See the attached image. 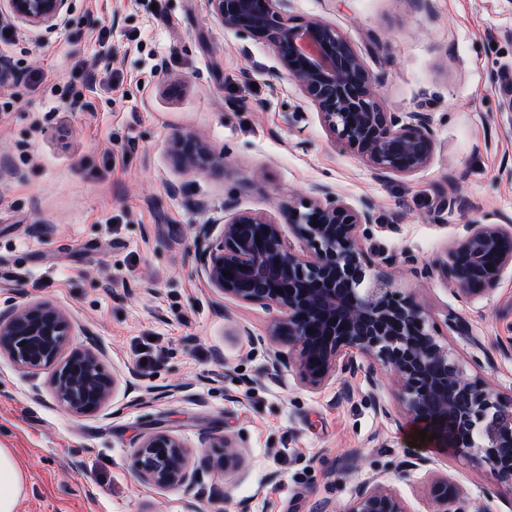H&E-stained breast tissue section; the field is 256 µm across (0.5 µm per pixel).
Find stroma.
I'll return each instance as SVG.
<instances>
[{
  "instance_id": "1",
  "label": "stroma",
  "mask_w": 512,
  "mask_h": 512,
  "mask_svg": "<svg viewBox=\"0 0 512 512\" xmlns=\"http://www.w3.org/2000/svg\"><path fill=\"white\" fill-rule=\"evenodd\" d=\"M286 12L339 29L390 110L430 103L427 167L376 178L277 73L273 48L224 28L207 0H70L65 24L0 42V305L54 303L73 320L71 348L96 343L122 380L102 413L76 417L56 406L47 372L0 357V446L27 478L18 512H346L354 487L374 476L426 512L418 479L396 470L410 438L373 403L397 404L388 372L361 357L317 390L292 368L272 373L271 356L288 349L266 339L276 310L224 297L201 277L197 230L219 236L230 201L275 216L325 186L371 204L365 247L395 258L401 288L436 321L456 311L470 335H450L449 347L512 392V356L498 345L512 324V271L471 304L419 273L446 260L466 225L512 218V9L288 0ZM179 135L216 164L177 167ZM446 197L456 204L445 210ZM408 254L416 267L403 264ZM159 430L190 447L201 484L138 479L133 450ZM217 435L242 451L233 473L215 465ZM436 467L464 488L470 512H512V490L486 496L494 479L481 466Z\"/></svg>"
}]
</instances>
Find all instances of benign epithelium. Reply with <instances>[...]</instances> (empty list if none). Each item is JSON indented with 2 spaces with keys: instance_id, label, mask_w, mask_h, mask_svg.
Masks as SVG:
<instances>
[{
  "instance_id": "7a95c632",
  "label": "benign epithelium",
  "mask_w": 512,
  "mask_h": 512,
  "mask_svg": "<svg viewBox=\"0 0 512 512\" xmlns=\"http://www.w3.org/2000/svg\"><path fill=\"white\" fill-rule=\"evenodd\" d=\"M287 0H208L227 29L261 40L276 53L280 70L317 107L335 142L358 153L379 177L410 174L431 162L436 142L428 112H391L378 99L373 81L350 41L319 18L294 20L275 7ZM68 10V0H0V17L34 27H51ZM174 157L186 171L202 172L214 154L193 138L178 136ZM305 246L299 253L285 243L281 222L257 212L238 211L224 221L221 235L210 228L197 237L202 278L220 294L246 304L276 309L270 340H286L293 356L274 355V372L292 363L299 382L319 389L339 373L355 369L356 356L368 357L393 375L398 386L397 415L380 399L386 417L415 434L421 451L399 462L404 478L421 474L428 512H468L462 488L436 472V456L474 459L495 479L486 493L512 490V396L470 376L443 341L450 332L468 335L456 312L443 323L401 288L385 254L362 247L376 218L369 206L355 208L324 187L312 197L280 207ZM492 268H487V265ZM512 269V221L468 224L466 235L441 267L458 298L471 303L494 289ZM228 270L229 279L223 275ZM283 293H277V290ZM72 323L48 301L11 303L0 309V356L26 372L50 375L58 404L74 416L105 409L119 379L108 372L98 346L68 351ZM436 435L421 441L418 431ZM224 472L240 466V449L226 438ZM188 446L165 431L144 435L133 451L137 476L158 488L199 482L189 464ZM347 512H411L393 487L372 478L358 484Z\"/></svg>"
}]
</instances>
